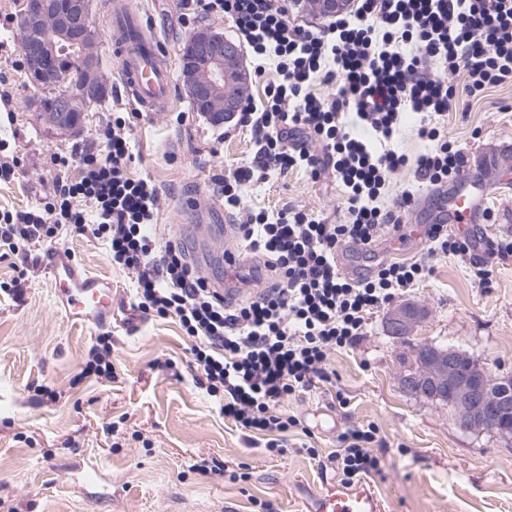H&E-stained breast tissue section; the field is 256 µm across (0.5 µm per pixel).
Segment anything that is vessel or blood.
<instances>
[{
	"instance_id": "obj_1",
	"label": "vessel or blood",
	"mask_w": 512,
	"mask_h": 512,
	"mask_svg": "<svg viewBox=\"0 0 512 512\" xmlns=\"http://www.w3.org/2000/svg\"><path fill=\"white\" fill-rule=\"evenodd\" d=\"M108 35L112 53L120 63L122 83L137 110L168 109L174 101L169 53L147 19L124 0H115ZM482 205V196L461 187L448 201L446 219L451 224L475 223ZM46 266L59 286L58 297L71 320L101 324L111 318V286L80 270L65 248L51 250ZM299 512H382V503L370 483L334 479L307 492Z\"/></svg>"
}]
</instances>
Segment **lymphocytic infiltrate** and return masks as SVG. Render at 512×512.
I'll return each instance as SVG.
<instances>
[{
    "label": "lymphocytic infiltrate",
    "mask_w": 512,
    "mask_h": 512,
    "mask_svg": "<svg viewBox=\"0 0 512 512\" xmlns=\"http://www.w3.org/2000/svg\"><path fill=\"white\" fill-rule=\"evenodd\" d=\"M180 7L188 17L230 18L256 78L266 81L262 96L235 115L255 141L254 159L216 187L225 208L239 214L236 250L225 263L263 259L271 284L250 299L226 300L179 242L157 239L158 189L128 172L130 112L106 124L105 153L58 157L49 193L29 209L0 211V248L15 254L52 242L69 225L104 242L113 266L130 277L132 310L177 319L199 384L219 412L281 455L300 424L281 411L282 401L329 381V354L354 347L374 310L423 281L427 257L468 258L483 282L494 263L512 258L511 239L489 241L480 252L447 225L429 224L426 258L381 262L358 279L337 264L341 252L399 232L420 190L460 173L464 152L448 141L444 122L465 100L512 86V0H356L349 14L313 30L291 22L281 0H180ZM270 61L276 77L269 81ZM457 74L459 87L451 81ZM321 84L336 90L318 95ZM409 113L418 118L416 137L429 144L415 156L393 146ZM291 169L332 175L345 198L343 222L245 207L246 186ZM401 172L413 178L393 188ZM376 435L372 425L339 434L331 459L344 479L382 474Z\"/></svg>",
    "instance_id": "f902f5d3"
}]
</instances>
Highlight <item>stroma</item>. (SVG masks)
Wrapping results in <instances>:
<instances>
[{"mask_svg": "<svg viewBox=\"0 0 512 512\" xmlns=\"http://www.w3.org/2000/svg\"><path fill=\"white\" fill-rule=\"evenodd\" d=\"M134 2L169 46L171 62L194 29L237 38L227 18L183 21L179 0ZM92 22L104 97L73 133L40 119L44 91L28 68L13 69L14 54L0 52L11 94L9 104L0 103V141L17 160L14 180L0 184L2 208L29 206L48 191L54 157L100 150L113 113L131 109L108 46L105 0H92ZM174 83L170 111L136 119L128 169L158 188L159 240L177 239L218 284L238 218L225 210L214 179L250 162L255 145L250 133L198 114L182 76ZM178 112L184 123L175 122ZM445 130L468 157L465 174L480 173L493 186L485 219L454 226V233L512 238V87L489 89L468 111L449 113ZM452 190L448 184L421 194L406 217L399 260L423 254L418 228L435 223L439 199ZM244 195L248 206L272 215L295 208L343 217L336 183L298 170ZM59 245L111 283L112 321L103 329L80 327L55 308V284L43 263L47 245L0 257V282L19 286L0 290V501L10 512H261L264 501L278 512H298L302 489L336 475L329 455L338 434L368 424L384 442L383 474L370 479L384 512H512V436L460 429L445 403L400 384L423 344L454 345L491 374H512V259L495 264L484 283L460 257L435 260L433 274L398 297L424 310L409 337L392 338L388 307L372 314L358 345L331 353L333 383L285 399L284 411L301 426L289 433L286 454L271 456L225 421L200 388L177 322L131 315L130 280L113 268L102 242L68 229ZM103 330L112 335L115 377H82ZM312 447L317 456L309 455ZM204 459L232 469L245 464L249 478L234 483L204 474L195 468Z\"/></svg>", "mask_w": 512, "mask_h": 512, "instance_id": "obj_1", "label": "stroma"}]
</instances>
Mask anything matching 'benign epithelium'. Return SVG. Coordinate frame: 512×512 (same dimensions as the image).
<instances>
[{
  "instance_id": "obj_1",
  "label": "benign epithelium",
  "mask_w": 512,
  "mask_h": 512,
  "mask_svg": "<svg viewBox=\"0 0 512 512\" xmlns=\"http://www.w3.org/2000/svg\"><path fill=\"white\" fill-rule=\"evenodd\" d=\"M318 11L337 15L350 0H318ZM91 0H26L25 16L31 28L43 31L41 39L21 44L32 69L45 81L64 79L67 88L54 100V124L74 129L82 112L97 100L99 82L92 75L94 33ZM81 49L83 71H62L64 60ZM184 77L192 97L206 112H222L229 119L239 109L238 89L245 81L244 53L224 37L208 30L193 33L184 49ZM423 316L412 303H402L387 316L395 339L409 335ZM402 387L441 402H448L455 423L464 430L502 432L512 420V377L491 380L480 364L453 347L434 345L419 355V369L403 374Z\"/></svg>"
}]
</instances>
